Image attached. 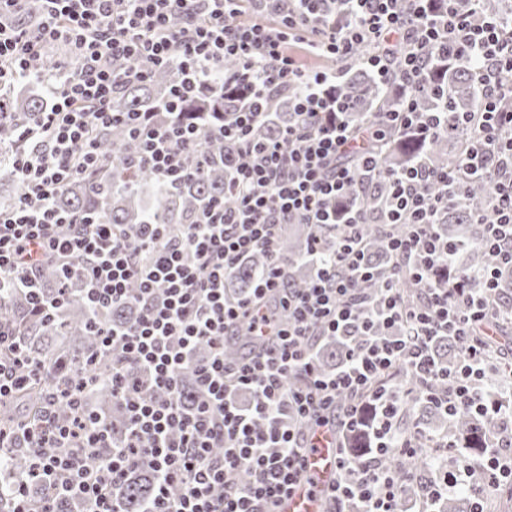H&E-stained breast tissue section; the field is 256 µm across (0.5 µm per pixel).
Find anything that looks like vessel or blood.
Masks as SVG:
<instances>
[{
    "label": "vessel or blood",
    "mask_w": 512,
    "mask_h": 512,
    "mask_svg": "<svg viewBox=\"0 0 512 512\" xmlns=\"http://www.w3.org/2000/svg\"><path fill=\"white\" fill-rule=\"evenodd\" d=\"M309 481L300 482L280 498L274 512H327L325 492L336 477V451L317 448L307 459Z\"/></svg>",
    "instance_id": "1"
}]
</instances>
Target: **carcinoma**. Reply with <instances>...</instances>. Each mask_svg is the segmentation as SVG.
I'll return each mask as SVG.
<instances>
[{"instance_id": "carcinoma-1", "label": "carcinoma", "mask_w": 512, "mask_h": 512, "mask_svg": "<svg viewBox=\"0 0 512 512\" xmlns=\"http://www.w3.org/2000/svg\"><path fill=\"white\" fill-rule=\"evenodd\" d=\"M367 52L361 47L347 62V76L336 83V97L353 107V111L364 115L367 112H388L398 101L399 91L377 85L372 76L364 71L359 57ZM75 67L70 51L56 52L48 46L35 60L32 70L41 77L54 73L62 64ZM180 80V73L171 66L153 68L145 82L118 83L112 96L114 112H157L170 95L171 87ZM23 92L9 90L0 92V144L10 152L0 153V181L10 184L9 196L0 201V208H13L22 196L24 189L17 179L14 168V155L26 149L30 142L21 135V126L30 122L39 112L50 107V97L44 83L29 78L16 82ZM429 91L418 100V108L423 111H436L448 107L454 112H476L475 82L469 68L462 64L448 65L435 61L429 70ZM298 93L294 86L272 93L266 119L255 128V138L264 140L274 136L282 124L288 122L289 103ZM99 151L104 160L102 169L71 181L60 193L58 206L75 212H95L109 224H116L127 234L134 236L138 225L151 220L157 224H187L206 202L224 194V182L233 170L247 162V157L230 144L216 140L202 143L200 148V171L185 182L179 189L170 191L154 183L147 170L131 171L124 160L137 150L124 129L120 126L97 132ZM382 163L395 167L414 158L420 153L428 156L436 167H452L463 157L464 144L456 133L421 145L409 134L398 133L387 143L375 144ZM386 189L382 185L373 187L371 210L372 228L367 237V247L372 259L379 263L385 260V239L389 233H397L398 226L386 228L379 224L381 213L385 211ZM492 194L490 185L475 179L467 184L458 201L444 213L442 224L448 233V240L467 248L465 266L471 270L490 268L494 256L471 245L480 233V227L472 223L474 208L487 202ZM312 229L304 224L292 225L291 233L278 239L279 252L290 261L288 285L294 289L308 287L312 273L299 264L301 251ZM266 266V253L257 251L240 261L228 277L231 292H242L251 288L257 276ZM39 281L48 293L63 288L66 291V305L55 319L32 322L26 321L22 327V346L30 357L45 362H59L62 369H75L97 346V337L88 327V307L82 297L83 283L66 277L55 266H45L39 274ZM26 313L24 296L14 289L0 292V317L15 320ZM436 358L442 364L456 359L455 343L444 338L436 344ZM343 352L334 345L322 348L317 361L325 371L332 370L341 360ZM41 384H34L24 395L25 410L12 402L0 406V421L36 420L39 418V396ZM95 400L94 411L106 416L112 422V433L119 438L125 432L121 412L112 407V385L101 379L91 390ZM414 409L421 422L448 425L453 431L456 447L475 450L484 434L494 427V422L481 419L471 413H460L448 420L440 409L425 400L415 404ZM432 449L411 457L404 456L397 465L406 472L424 474L430 468ZM21 479L27 481L30 496H42V479L29 473L26 454L10 448L0 452V512H13V486ZM154 486V472L148 463L143 462L128 474L122 493L124 512H141L144 503L151 496ZM471 502L467 494L460 493L442 502L438 512H470Z\"/></svg>"}]
</instances>
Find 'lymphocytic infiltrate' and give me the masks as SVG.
Returning a JSON list of instances; mask_svg holds the SVG:
<instances>
[{
    "instance_id": "f902f5d3",
    "label": "lymphocytic infiltrate",
    "mask_w": 512,
    "mask_h": 512,
    "mask_svg": "<svg viewBox=\"0 0 512 512\" xmlns=\"http://www.w3.org/2000/svg\"><path fill=\"white\" fill-rule=\"evenodd\" d=\"M30 2L0 0V84L29 73L50 43L71 45L79 62L49 77L52 104L34 121L41 136L14 160L24 193L0 211V289L24 294L29 319H50L64 298L44 292L39 270L53 263L76 274L98 348L60 379L22 351L14 322L0 321V399L44 384L38 423L0 425V447L25 450L46 482L35 500L18 481L14 512H57L70 498L90 504V512H123L117 491L143 460L155 472L143 512H272L306 477L308 455L325 433L336 437L330 512H402L401 475L387 459L420 450V429H401L418 398L449 418L465 411L494 419L479 461L487 480L472 495V512H485L489 490L512 486V415L487 384L493 371L512 384V366L497 369L487 344L500 322L512 321V304L498 296L503 273L512 270V109L500 106L512 96V20L482 15L481 0L466 7L460 0H42L33 29L18 20ZM249 9L258 20H245ZM176 14L183 22L174 28ZM362 46L363 67L381 84L400 86L403 97L355 130L333 88ZM306 55L332 65L307 67ZM228 59L238 66L226 73ZM434 60L470 68L479 111H419L415 96ZM116 61L122 72L113 70ZM153 65L176 66L199 96L223 85L237 111L186 121L179 85L164 111H113L117 82L146 80ZM286 85L299 89L291 122L256 140L270 91ZM116 125L138 144L127 167L150 171L167 189L197 175L201 140L222 137L248 161L191 223L149 222L129 238L101 218L56 205L65 185L102 166L94 131ZM394 130L423 143L461 133L465 158L439 169L420 156L383 170L367 144ZM475 174L494 188L473 212L482 227L478 244L500 259L480 272L466 269L461 246L439 231L460 185ZM376 180L389 191V223L403 227L387 241L383 268L366 251L364 206H326L347 199L353 183L368 188ZM296 220L316 229L306 255L317 275L302 290L288 288V260L274 247L281 226ZM325 224L338 225L334 240L318 234ZM260 248L268 254L264 271L248 294L227 297L234 266ZM404 275L422 283L418 301L400 295ZM378 278L382 288L368 294ZM125 305L137 307L134 320H103L104 311ZM241 330L249 345L228 362L225 345ZM443 337L459 348L446 368L433 356ZM331 341L343 344L344 356L326 374L314 354ZM202 345L209 355L200 360ZM104 361L112 397L127 416L119 440L86 404ZM187 371L198 391L193 402L182 387ZM61 405L67 417H59ZM365 425L375 445L352 452L346 436ZM469 475L438 463L418 482L416 498L428 507Z\"/></svg>"
}]
</instances>
